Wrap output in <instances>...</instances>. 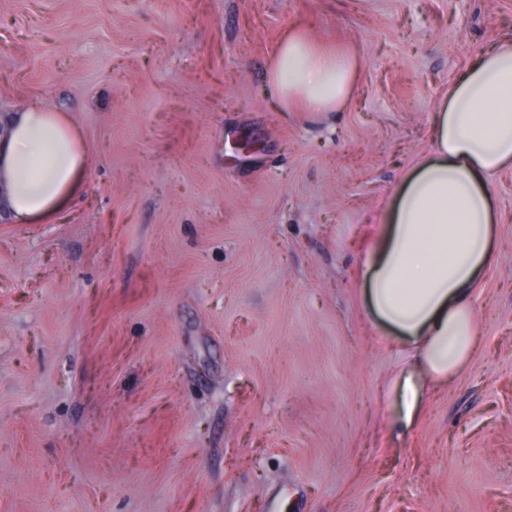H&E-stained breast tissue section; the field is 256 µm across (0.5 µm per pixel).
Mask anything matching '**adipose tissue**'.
<instances>
[{"label": "adipose tissue", "mask_w": 512, "mask_h": 512, "mask_svg": "<svg viewBox=\"0 0 512 512\" xmlns=\"http://www.w3.org/2000/svg\"><path fill=\"white\" fill-rule=\"evenodd\" d=\"M361 58L325 49L291 30L269 83L281 111L333 112L351 99ZM433 150L396 186L361 270L368 312L409 349L394 382L392 425L410 429L425 384L448 380L475 350L474 290L495 262L492 179L512 168V37L476 58L433 114ZM86 167L79 135L61 112L33 104L0 137L8 215L26 224L52 216Z\"/></svg>", "instance_id": "ef3b65f1"}]
</instances>
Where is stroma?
Segmentation results:
<instances>
[{"label":"stroma","instance_id":"stroma-1","mask_svg":"<svg viewBox=\"0 0 512 512\" xmlns=\"http://www.w3.org/2000/svg\"><path fill=\"white\" fill-rule=\"evenodd\" d=\"M291 29L362 60L280 111ZM512 0H0V114L87 168L0 223V512H512V169L472 359L393 432L410 355L357 272L442 94Z\"/></svg>","mask_w":512,"mask_h":512}]
</instances>
